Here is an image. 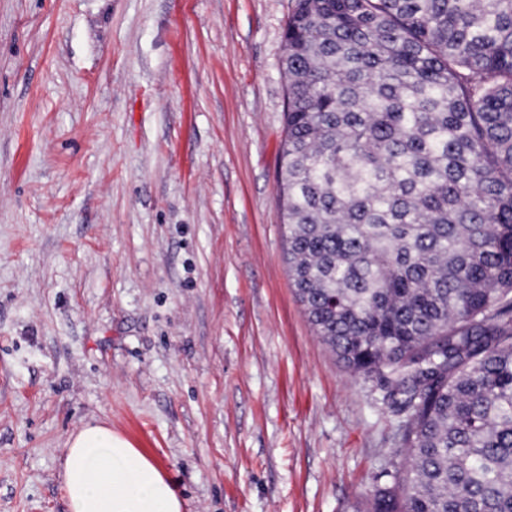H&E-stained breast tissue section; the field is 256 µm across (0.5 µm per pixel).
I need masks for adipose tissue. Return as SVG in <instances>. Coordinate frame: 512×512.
I'll list each match as a JSON object with an SVG mask.
<instances>
[{
  "label": "adipose tissue",
  "instance_id": "ef3b65f1",
  "mask_svg": "<svg viewBox=\"0 0 512 512\" xmlns=\"http://www.w3.org/2000/svg\"><path fill=\"white\" fill-rule=\"evenodd\" d=\"M61 487L70 512H183L162 469L110 427L89 424L67 441Z\"/></svg>",
  "mask_w": 512,
  "mask_h": 512
}]
</instances>
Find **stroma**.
Listing matches in <instances>:
<instances>
[{
	"mask_svg": "<svg viewBox=\"0 0 512 512\" xmlns=\"http://www.w3.org/2000/svg\"><path fill=\"white\" fill-rule=\"evenodd\" d=\"M294 0H0V512L104 423L184 512H353L404 414L311 327L276 191Z\"/></svg>",
	"mask_w": 512,
	"mask_h": 512,
	"instance_id": "1",
	"label": "stroma"
}]
</instances>
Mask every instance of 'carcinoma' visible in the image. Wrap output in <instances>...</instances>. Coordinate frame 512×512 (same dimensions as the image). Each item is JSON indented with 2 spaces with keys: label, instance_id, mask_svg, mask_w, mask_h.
Returning a JSON list of instances; mask_svg holds the SVG:
<instances>
[{
  "label": "carcinoma",
  "instance_id": "1",
  "mask_svg": "<svg viewBox=\"0 0 512 512\" xmlns=\"http://www.w3.org/2000/svg\"><path fill=\"white\" fill-rule=\"evenodd\" d=\"M284 40L290 277L405 412L355 512H512V0H295Z\"/></svg>",
  "mask_w": 512,
  "mask_h": 512
}]
</instances>
